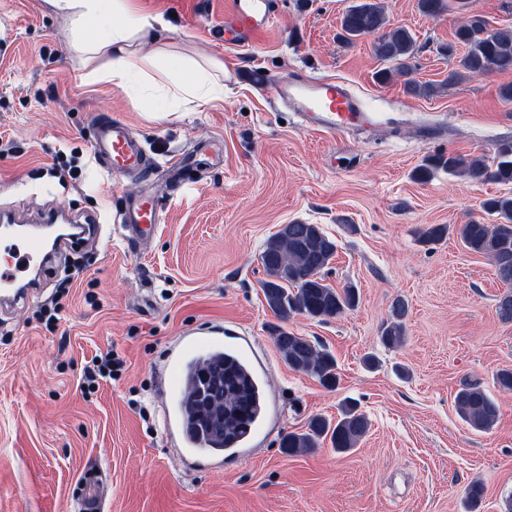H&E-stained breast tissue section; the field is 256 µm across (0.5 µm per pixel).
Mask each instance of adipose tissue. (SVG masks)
Listing matches in <instances>:
<instances>
[{"instance_id":"adipose-tissue-1","label":"adipose tissue","mask_w":512,"mask_h":512,"mask_svg":"<svg viewBox=\"0 0 512 512\" xmlns=\"http://www.w3.org/2000/svg\"><path fill=\"white\" fill-rule=\"evenodd\" d=\"M57 12L66 14L76 37L95 35L86 50L91 56H104L102 66L87 72V79H101L126 89L134 77L146 69H161L174 93L206 105L224 97V65L213 60L208 65L181 61L161 65L158 42L166 21L158 15L132 13L126 0H112L104 7L103 0H47Z\"/></svg>"}]
</instances>
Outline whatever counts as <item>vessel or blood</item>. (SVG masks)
<instances>
[{"instance_id": "vessel-or-blood-1", "label": "vessel or blood", "mask_w": 512, "mask_h": 512, "mask_svg": "<svg viewBox=\"0 0 512 512\" xmlns=\"http://www.w3.org/2000/svg\"><path fill=\"white\" fill-rule=\"evenodd\" d=\"M272 19V0H228L224 10V26L220 35L230 48L255 47L262 34L268 31ZM258 88L268 89L273 99L288 104L299 115L306 130L331 136H342L354 130H370L375 126L373 113L367 112L359 97L343 82L322 78L299 80L284 78L275 86H268L261 71L249 74ZM98 134L92 145L93 157L114 181L130 175L147 172L150 162L142 146L132 134L129 124L109 113L96 117ZM163 204L160 197L149 194L124 198L116 216L128 240L135 244L147 243L161 221ZM0 250L6 255L0 266V296L12 305L26 301L36 283L23 280L31 261L44 250L43 241L36 236L12 242L0 239ZM227 353L245 365H252L254 344L245 338L228 336H184L173 351L164 383L162 398L169 408L165 429L169 436L185 450L186 460L199 464L205 453V443L197 438L179 411L189 365L194 359L216 353ZM109 489L97 474L86 477L83 483L81 506L84 512H101Z\"/></svg>"}]
</instances>
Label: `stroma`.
I'll use <instances>...</instances> for the list:
<instances>
[{
    "mask_svg": "<svg viewBox=\"0 0 512 512\" xmlns=\"http://www.w3.org/2000/svg\"><path fill=\"white\" fill-rule=\"evenodd\" d=\"M135 2L167 19L168 56L217 59L238 72L223 101L177 106L149 81L126 91L83 83L69 17L46 0H0V213L93 212L103 225L99 240L54 252L38 294L19 310L0 307V512H81L88 472L111 485L104 512H466L475 483L484 488L476 512H504L512 392L499 391L494 376L512 369V323L496 313L504 285L455 229L482 217L483 201L508 187L443 172L419 182L413 172L427 156L490 155L512 139V103L499 96L512 73L450 85L460 57L442 51L472 15L512 28V0H448L437 18L423 15L418 0H383L390 22L417 39L415 80L446 82L432 97L408 93L399 77L376 82L383 63L372 37L337 40L354 0L305 8L275 0L271 29L250 50L219 40L224 0ZM249 68L271 83L296 75L346 81L382 125L336 139L305 131L294 110L244 78ZM141 95L178 112L150 120L135 103ZM103 112L130 125L156 171L149 187L126 178V194L159 191L173 155L194 157L196 186L165 207L143 250L115 224L112 179L93 159V117ZM71 150L81 173L58 178L53 159ZM295 220L321 225L336 241L328 284L358 289L357 306L343 316L287 324L333 354V391L284 362L260 288L264 242ZM431 224L451 231L420 245L417 231ZM398 299L408 305L407 340L389 349L380 336ZM224 328L251 337L268 367L265 430L249 458L194 466L165 435L159 387L182 336ZM110 350L123 372L86 390V362ZM369 353L378 368L365 367ZM399 365L409 377L396 374ZM466 381L479 382L499 407L490 431L472 430L456 412ZM346 398L371 423L355 448L283 454L282 435L313 415L336 417ZM143 405L150 421L139 415Z\"/></svg>",
    "mask_w": 512,
    "mask_h": 512,
    "instance_id": "stroma-1",
    "label": "stroma"
}]
</instances>
